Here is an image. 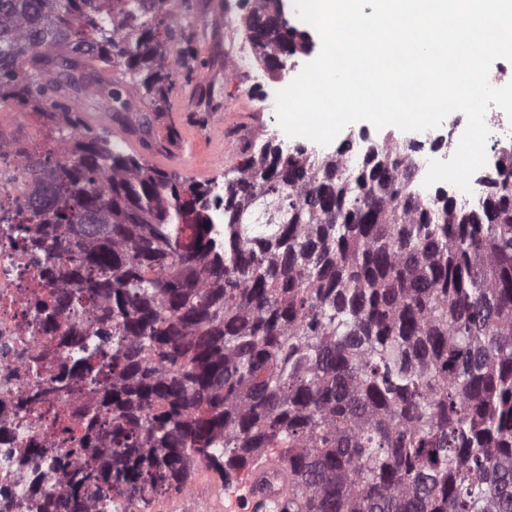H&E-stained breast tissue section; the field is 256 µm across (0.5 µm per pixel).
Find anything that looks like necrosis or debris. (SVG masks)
Listing matches in <instances>:
<instances>
[{"mask_svg": "<svg viewBox=\"0 0 512 512\" xmlns=\"http://www.w3.org/2000/svg\"><path fill=\"white\" fill-rule=\"evenodd\" d=\"M486 121L494 130L486 142L487 163L472 175L471 190L462 196L463 204L471 207L478 206L485 196L487 178L500 160L501 140L512 136V119L501 109L491 108ZM463 131V126L455 123L444 133L430 131L405 137L418 169L417 192L425 190L423 181L430 160L450 159ZM41 268V254L18 245L15 225L0 223V512H42L59 489L58 475L51 465L40 463L33 472L22 465L17 454L18 449L43 444L45 436L44 421L37 413H30L27 429L18 426L19 404L30 389L24 374L25 355H42L54 365L67 356L64 346L42 338L31 324L29 302L40 282Z\"/></svg>", "mask_w": 512, "mask_h": 512, "instance_id": "1", "label": "necrosis or debris"}]
</instances>
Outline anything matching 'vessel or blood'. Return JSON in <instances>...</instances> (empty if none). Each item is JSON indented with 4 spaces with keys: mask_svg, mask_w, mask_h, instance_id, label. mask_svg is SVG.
I'll return each mask as SVG.
<instances>
[{
    "mask_svg": "<svg viewBox=\"0 0 512 512\" xmlns=\"http://www.w3.org/2000/svg\"><path fill=\"white\" fill-rule=\"evenodd\" d=\"M275 460L260 465L250 480L224 491L202 489L183 504L181 512H284L288 490L277 476Z\"/></svg>",
    "mask_w": 512,
    "mask_h": 512,
    "instance_id": "obj_1",
    "label": "vessel or blood"
}]
</instances>
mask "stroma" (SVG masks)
Returning <instances> with one entry per match:
<instances>
[{
	"label": "stroma",
	"mask_w": 512,
	"mask_h": 512,
	"mask_svg": "<svg viewBox=\"0 0 512 512\" xmlns=\"http://www.w3.org/2000/svg\"><path fill=\"white\" fill-rule=\"evenodd\" d=\"M189 33L199 62L190 76L176 77L169 96L149 101L132 90L149 122V164L181 179L208 184L232 179L250 152L280 142L275 107L245 73L228 75L229 50L241 43L242 0H189Z\"/></svg>",
	"instance_id": "35a3bbf8"
}]
</instances>
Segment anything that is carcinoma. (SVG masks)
I'll use <instances>...</instances> for the list:
<instances>
[{"mask_svg": "<svg viewBox=\"0 0 512 512\" xmlns=\"http://www.w3.org/2000/svg\"><path fill=\"white\" fill-rule=\"evenodd\" d=\"M265 70L305 51L246 0ZM187 0H0V110L59 138L22 164L18 240L45 257L34 321L71 365L29 392L49 418L61 492L46 512H129L279 460L293 512H512V166L475 210L412 200L404 154L264 144L211 186L122 153L71 103L135 112L115 69L159 99L198 51ZM84 299L96 319L57 334ZM92 405L60 412L73 384ZM11 118L19 123L28 125L33 129L40 130V138L38 142L40 145L49 143L51 137H56L55 131L52 129V125L43 117H40L36 112L30 110H17L14 113H6Z\"/></svg>", "mask_w": 512, "mask_h": 512, "instance_id": "cac0c4a2", "label": "carcinoma"}]
</instances>
